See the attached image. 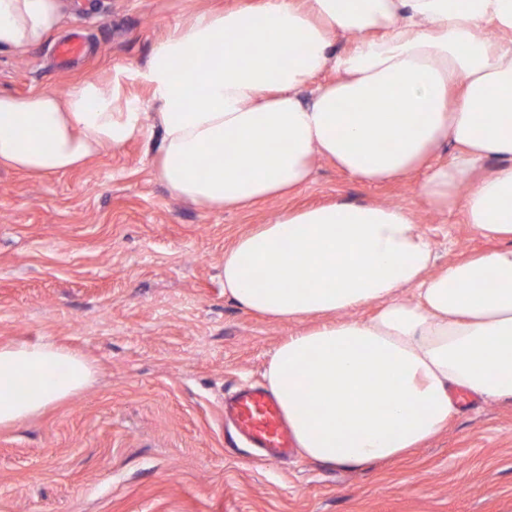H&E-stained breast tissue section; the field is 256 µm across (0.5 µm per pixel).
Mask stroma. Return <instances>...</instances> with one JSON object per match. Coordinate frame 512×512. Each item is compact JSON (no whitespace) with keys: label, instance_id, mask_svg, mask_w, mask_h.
Listing matches in <instances>:
<instances>
[{"label":"stroma","instance_id":"stroma-1","mask_svg":"<svg viewBox=\"0 0 512 512\" xmlns=\"http://www.w3.org/2000/svg\"><path fill=\"white\" fill-rule=\"evenodd\" d=\"M241 2L61 0L87 55L58 68L53 35L1 50L0 93L110 80L154 111L139 72L155 44ZM159 141L154 129L43 178L0 167V344L53 341L96 369L83 392L0 429V512H512V399L460 406L427 445L359 469L260 460L224 427L225 395L265 385L274 350L304 328L225 298L224 253L242 234L342 199L409 211L441 267L499 240L429 209L419 177L368 184L322 159L290 197L203 209L158 180Z\"/></svg>","mask_w":512,"mask_h":512}]
</instances>
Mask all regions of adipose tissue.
<instances>
[{
  "label": "adipose tissue",
  "mask_w": 512,
  "mask_h": 512,
  "mask_svg": "<svg viewBox=\"0 0 512 512\" xmlns=\"http://www.w3.org/2000/svg\"><path fill=\"white\" fill-rule=\"evenodd\" d=\"M61 22L60 0H0V50L39 45ZM340 35L352 38L342 52ZM142 77L151 114L109 81L63 96L0 93V165L66 172L151 123L159 179L205 208L293 194L325 158L367 183L423 173L430 208H462L474 230L508 242L436 273L408 211L344 200L285 211L235 241L225 297L273 319L323 318L284 340L265 372L303 455L347 469L388 461L447 428L453 390L512 399V0L202 10L156 44ZM373 302V317L350 318ZM94 375L51 341L0 345V428Z\"/></svg>",
  "instance_id": "obj_1"
}]
</instances>
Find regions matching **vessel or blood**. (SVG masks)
Segmentation results:
<instances>
[{
    "instance_id": "obj_1",
    "label": "vessel or blood",
    "mask_w": 512,
    "mask_h": 512,
    "mask_svg": "<svg viewBox=\"0 0 512 512\" xmlns=\"http://www.w3.org/2000/svg\"><path fill=\"white\" fill-rule=\"evenodd\" d=\"M224 415L266 458L287 456L293 437L277 399L262 388H245L224 403Z\"/></svg>"
}]
</instances>
